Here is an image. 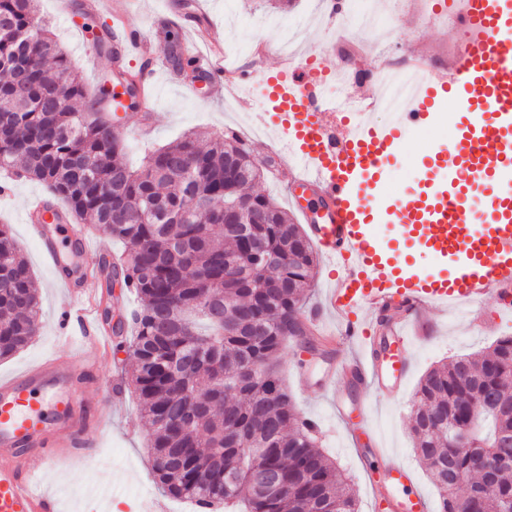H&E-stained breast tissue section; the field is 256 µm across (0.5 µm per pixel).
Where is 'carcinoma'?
<instances>
[{
    "label": "carcinoma",
    "instance_id": "obj_1",
    "mask_svg": "<svg viewBox=\"0 0 512 512\" xmlns=\"http://www.w3.org/2000/svg\"><path fill=\"white\" fill-rule=\"evenodd\" d=\"M83 78L39 16L38 0H0V169L47 185L77 224L126 245L106 283L134 288L131 383L150 425L162 489L203 512H358L342 473L316 447L281 375L302 335L316 255L301 225L245 191L267 168L232 130L193 132L133 171L110 121H90ZM249 202L239 224L224 203ZM40 328L29 265L0 227V359ZM495 406L479 421L471 408ZM414 451L440 512H512V336L420 380ZM272 476L284 487L268 493Z\"/></svg>",
    "mask_w": 512,
    "mask_h": 512
}]
</instances>
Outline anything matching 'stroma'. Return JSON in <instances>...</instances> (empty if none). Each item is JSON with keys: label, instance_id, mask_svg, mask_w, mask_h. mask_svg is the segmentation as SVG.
<instances>
[{"label": "stroma", "instance_id": "1", "mask_svg": "<svg viewBox=\"0 0 512 512\" xmlns=\"http://www.w3.org/2000/svg\"><path fill=\"white\" fill-rule=\"evenodd\" d=\"M444 2L382 0L383 12L389 18L387 26L357 30L341 17L328 24L320 22L314 0H200L210 13L223 48L231 50L233 66L250 69L260 63L253 54L236 50L235 40L240 33H248L273 46L278 41L281 26L294 23L299 28L295 51L313 54L317 66L328 73L338 67L341 57L339 53L328 51L327 46L341 38L366 45L365 56L357 62L358 69L365 71L378 66L380 60L402 59L412 51L435 62L447 60L453 35L444 13L437 10ZM59 3L60 0H39L40 12L70 54L87 86H94L97 77L110 74L112 59L100 52L85 55L83 48L87 41L81 27L86 18L80 12L72 17L63 15ZM169 9L170 0H115L106 11L96 15L95 20L108 28L113 24L114 13L123 11L130 22L145 28L153 15L165 14ZM157 80L153 133L149 138H139L131 121L118 130L124 145L122 160L130 167L140 166L151 149L174 143L186 132L215 135L229 128L249 127L253 122L252 112L238 102L208 100L204 84H197L195 91L190 92L171 83L162 70L158 71ZM441 109L448 114L447 123L434 120L408 133L403 151L392 160L376 191V208H387L399 195L422 190V179L426 175L424 160L432 150L447 145L460 125V114L452 102H443ZM0 186L7 189L0 197V225L8 227L32 271L40 300L41 322L38 336L11 358L0 360V375H8L49 354L69 360L77 355L78 347L56 339L55 314L66 298L52 287V275L40 262L37 244L29 237L25 223L27 202L48 196L49 191L40 182L3 171H0ZM503 303V298L491 297L478 308L460 306L445 313L427 312L425 319L433 327L434 339L413 346L414 367L408 383L400 395L388 401L374 400L369 392L348 382L341 383L335 390L324 388L316 379L308 387H300L292 370L301 349L287 348L282 376L296 409L302 416L317 422L318 446L345 474L358 512H373L365 461L336 413L335 398H342L346 407L353 411L358 410L361 403H368L371 421L385 448L397 461L415 471L419 489L431 499H438L428 472L413 450L410 413L415 391L422 376L432 367L460 355L481 357L496 339L512 336V316L497 315ZM90 365L96 379L87 385L88 396L110 413V431L102 446L90 452L87 458L65 462L45 474L42 486L59 496L66 512H111L116 503L123 512H145L146 506L154 501L163 502L167 512H197L191 503L164 493L152 470L147 449L149 426L140 414L128 380L132 366L128 349L113 348L109 358L91 360Z\"/></svg>", "mask_w": 512, "mask_h": 512}]
</instances>
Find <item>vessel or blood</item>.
<instances>
[{
  "label": "vessel or blood",
  "instance_id": "obj_1",
  "mask_svg": "<svg viewBox=\"0 0 512 512\" xmlns=\"http://www.w3.org/2000/svg\"><path fill=\"white\" fill-rule=\"evenodd\" d=\"M193 32L205 44H188L187 51L210 99L234 96L249 107L243 89L252 72L217 65L223 48L209 22H197ZM454 35L457 47L449 61L434 64L411 53L416 88L387 124L374 120L379 77L362 83L355 95L364 111L343 113L336 124L319 81L308 72V57L280 60L277 73L263 75L274 109L256 113L255 121L281 134L280 150L298 170L289 191L310 187L319 195V210L301 219L335 270L324 303L309 312L306 326L315 339L360 351L329 372L326 382L353 378L378 393L402 390L413 368L411 345L429 338L424 309L474 305L512 284V0H458ZM133 53L162 61L139 31L114 26V63ZM156 93L155 74L141 76L134 97H114L112 108L118 112L136 100L141 134L149 136ZM449 98L467 119L448 141L451 164L424 195L396 198L385 214H377L373 188L402 152L406 131L429 124L437 105ZM466 208L473 223L458 219ZM381 217L403 225L405 243L430 255L438 272L419 274L405 256L383 252L375 232ZM26 218L54 286L72 296L93 295L99 276L83 261L89 249L83 225L52 216L42 198L28 203ZM330 317L338 318V329L324 330ZM57 324L66 337H79L84 351L100 359L111 354L112 339L98 326L96 305L62 307ZM87 372L86 363L62 365L46 357L0 378V512H62L59 499L39 488L36 477L97 447L105 432L85 398ZM367 476L375 512H431L409 468L388 463L368 469Z\"/></svg>",
  "mask_w": 512,
  "mask_h": 512
}]
</instances>
